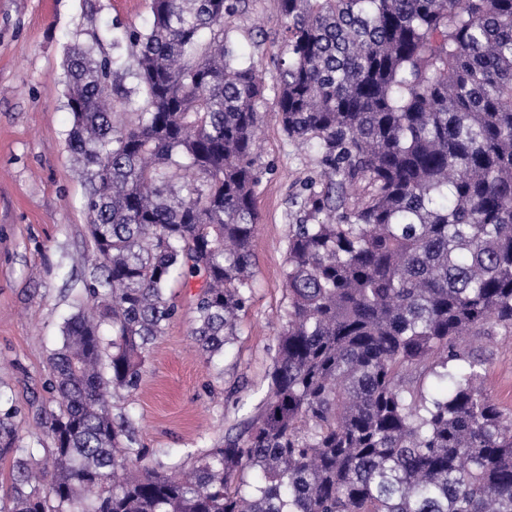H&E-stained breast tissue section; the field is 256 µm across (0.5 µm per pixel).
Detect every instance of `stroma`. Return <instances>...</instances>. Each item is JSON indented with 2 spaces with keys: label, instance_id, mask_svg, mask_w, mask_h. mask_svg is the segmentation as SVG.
<instances>
[{
  "label": "stroma",
  "instance_id": "1",
  "mask_svg": "<svg viewBox=\"0 0 512 512\" xmlns=\"http://www.w3.org/2000/svg\"><path fill=\"white\" fill-rule=\"evenodd\" d=\"M151 20L150 0H0V403L16 408L17 431L36 448L51 445L37 427L49 397V356L64 319L89 305L80 257L92 241L85 175L67 147L74 118L66 58L77 42L98 57L126 55L115 38ZM278 24L276 0H254L229 26L269 83L281 45L257 32ZM262 112L255 293L236 340L219 368L206 365L190 335L195 291L177 288L179 314L151 348L139 389L113 406L135 420L137 447L165 464L223 446L267 391L288 307L283 270L293 201L317 162L282 132L274 94ZM465 346L484 359L488 392L512 414V339L470 336Z\"/></svg>",
  "mask_w": 512,
  "mask_h": 512
}]
</instances>
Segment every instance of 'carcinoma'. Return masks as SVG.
<instances>
[{
    "mask_svg": "<svg viewBox=\"0 0 512 512\" xmlns=\"http://www.w3.org/2000/svg\"><path fill=\"white\" fill-rule=\"evenodd\" d=\"M248 8L152 0L126 33L133 89L123 62L66 59L92 307L50 357L52 447L0 411V512H512V421L461 345L512 330V0H277L279 122L318 169L288 225L267 395L187 473L112 414L177 316L173 283L204 280L191 336L210 364L252 301L267 86L227 29Z\"/></svg>",
    "mask_w": 512,
    "mask_h": 512,
    "instance_id": "cac0c4a2",
    "label": "carcinoma"
}]
</instances>
